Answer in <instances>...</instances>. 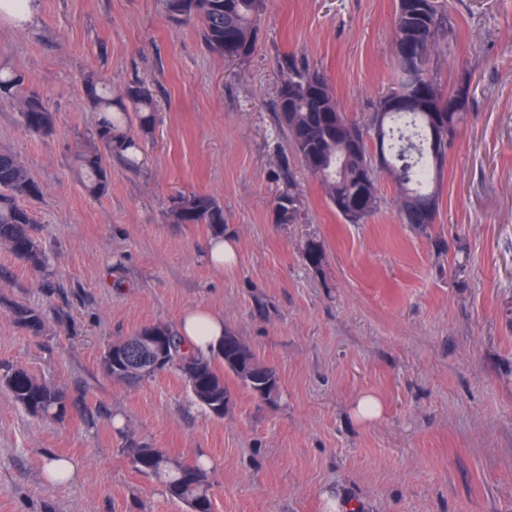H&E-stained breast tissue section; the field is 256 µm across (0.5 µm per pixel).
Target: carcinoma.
I'll use <instances>...</instances> for the list:
<instances>
[{"label": "carcinoma", "instance_id": "cac0c4a2", "mask_svg": "<svg viewBox=\"0 0 512 512\" xmlns=\"http://www.w3.org/2000/svg\"><path fill=\"white\" fill-rule=\"evenodd\" d=\"M158 11L175 24L194 23L200 27L205 46L224 53V46H236L235 58L246 56L261 21L265 0H156ZM448 19L438 0H398L393 14L396 63L401 71L411 69L407 52L415 41H431ZM282 81L276 111L288 132L293 152L308 173L317 180L328 204L346 223L348 213L359 208L363 224L379 208V181L386 174L397 188L398 209L404 224L424 229L434 223L438 210L440 171L446 153H437L433 128L448 121L454 131L466 124L471 112V78H466L465 106L458 112L447 111L445 90L429 70L420 72L416 85L398 81L380 96L375 111L357 119L338 105L324 75L303 60L288 55L280 61ZM86 97L96 113L91 137L75 154L73 163L84 190L93 197L104 195L110 186L112 157L129 167L145 164L144 136L153 128L158 112L151 89L136 82L121 93L112 92L106 83L90 78L85 84ZM0 99L17 100L26 127L50 136L56 127V114L32 88L29 75L17 68L0 66ZM385 113L381 127H376V113ZM379 140L385 165H376L368 142ZM42 195L40 184L32 177L16 154L0 149V244L19 259L46 275L52 274L50 261L33 231L36 217L24 201ZM280 224H305L307 211L301 196L288 189L274 199ZM170 215L178 224H206L213 231L224 230V208L209 194H178L172 199ZM12 316L18 325L40 332L42 314L33 308L15 306ZM171 367L183 371L196 365L199 372L186 381L194 401L214 416L224 414L215 402L231 403V393L223 372L224 365L253 395L263 392L280 394L276 372L238 336L225 332L221 347L209 355L190 354L172 326H164ZM0 391L33 418L61 419L66 403L61 392L48 379L17 366H0ZM133 469L161 482L169 495L184 502L191 512H213L212 481L201 462L186 471L182 462L161 448L131 445L122 449Z\"/></svg>", "mask_w": 512, "mask_h": 512}]
</instances>
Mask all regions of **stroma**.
<instances>
[{"mask_svg":"<svg viewBox=\"0 0 512 512\" xmlns=\"http://www.w3.org/2000/svg\"><path fill=\"white\" fill-rule=\"evenodd\" d=\"M441 2L451 26L430 65L445 89L471 75L475 94L424 231L402 223L386 177L367 223H346L275 110L277 62L295 54L345 112H373L395 74V0H267L239 60L155 0H37L32 23L0 20V64L27 72L57 115L43 137L0 101V149L43 189L31 206L54 270L43 278L0 247V364L46 377L70 406L64 421L35 420L0 395V512H187L131 467L132 442L205 460L214 512H325L327 495L353 512H512V0ZM92 73L116 91L144 81L159 107L145 170L113 163L99 198L72 170ZM290 187L308 223L277 222ZM191 192L223 206L234 274L204 262L207 225L173 223L172 197ZM18 304L41 311L43 332L14 323ZM196 306L222 312L275 370L277 401L229 375L233 403L217 418L174 370L137 385L106 374L108 344ZM365 393L381 418H354ZM49 453L77 476L45 480Z\"/></svg>","mask_w":512,"mask_h":512,"instance_id":"stroma-1","label":"stroma"}]
</instances>
